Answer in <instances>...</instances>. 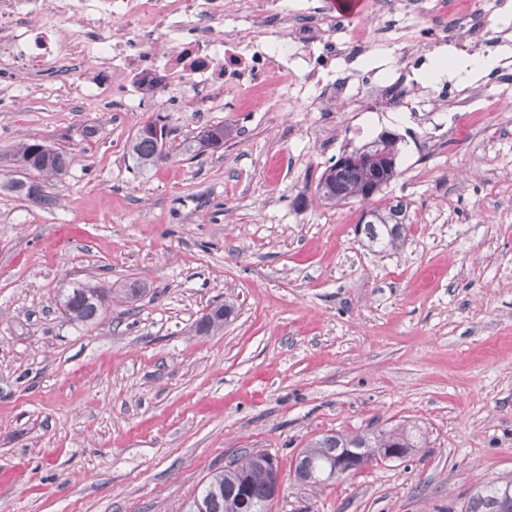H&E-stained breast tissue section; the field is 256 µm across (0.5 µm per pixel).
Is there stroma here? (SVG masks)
Instances as JSON below:
<instances>
[{"label": "stroma", "instance_id": "obj_1", "mask_svg": "<svg viewBox=\"0 0 512 512\" xmlns=\"http://www.w3.org/2000/svg\"><path fill=\"white\" fill-rule=\"evenodd\" d=\"M477 123L320 111L266 88L244 112L103 109L74 65L19 73L0 94V512H185L209 476L247 451L275 456L271 512H466L512 475V80ZM164 160L135 167L128 145L154 120ZM234 128L199 154L215 124ZM391 131L399 176L383 202L410 205L404 247L378 254L356 232L363 206H325L317 180L341 154ZM39 141L75 158L44 182L49 204L8 190L4 163ZM109 299L97 324L68 321L58 292ZM234 301L222 332H198ZM408 422L426 445L323 487L296 458L323 434Z\"/></svg>", "mask_w": 512, "mask_h": 512}]
</instances>
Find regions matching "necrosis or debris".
<instances>
[{"label": "necrosis or debris", "instance_id": "necrosis-or-debris-1", "mask_svg": "<svg viewBox=\"0 0 512 512\" xmlns=\"http://www.w3.org/2000/svg\"><path fill=\"white\" fill-rule=\"evenodd\" d=\"M500 8L499 0H462L450 30L438 14L416 10L413 0H373L375 18L402 21L386 41L400 74L390 83L362 71L335 78L337 66L367 57L376 45L353 31L336 39L313 0L298 21L288 15V0H250L245 11L231 0H0V67L78 65L111 81L135 112L151 86L178 87L202 110L232 102L244 89L313 86L326 112L338 102L375 99L389 109L452 112L465 121L481 94L448 85L422 93L403 75L427 64L431 48L444 43L471 55L486 52L484 31ZM258 30L265 40L254 39Z\"/></svg>", "mask_w": 512, "mask_h": 512}]
</instances>
